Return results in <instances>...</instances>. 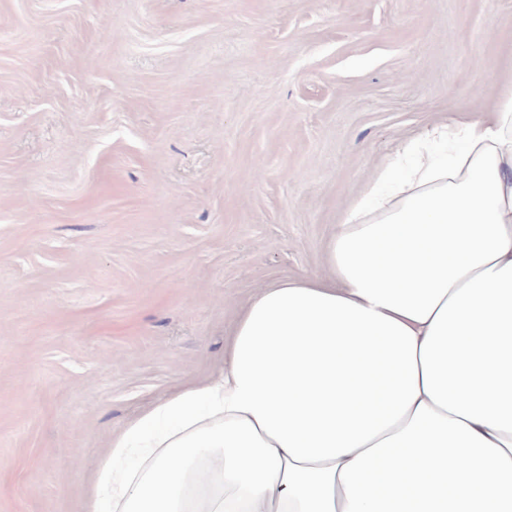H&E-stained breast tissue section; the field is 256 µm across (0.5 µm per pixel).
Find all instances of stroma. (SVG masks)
<instances>
[{
	"instance_id": "stroma-1",
	"label": "stroma",
	"mask_w": 512,
	"mask_h": 512,
	"mask_svg": "<svg viewBox=\"0 0 512 512\" xmlns=\"http://www.w3.org/2000/svg\"><path fill=\"white\" fill-rule=\"evenodd\" d=\"M508 89L512 0H0V512H84L387 156Z\"/></svg>"
}]
</instances>
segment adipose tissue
Wrapping results in <instances>:
<instances>
[{
  "instance_id": "ef3b65f1",
  "label": "adipose tissue",
  "mask_w": 512,
  "mask_h": 512,
  "mask_svg": "<svg viewBox=\"0 0 512 512\" xmlns=\"http://www.w3.org/2000/svg\"><path fill=\"white\" fill-rule=\"evenodd\" d=\"M85 512H512V91L390 155L323 273L113 435Z\"/></svg>"
}]
</instances>
